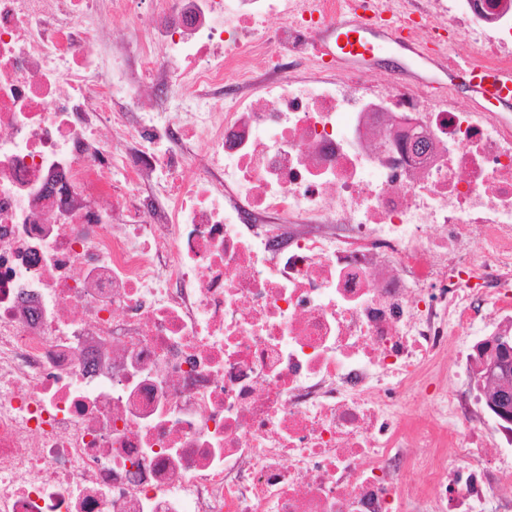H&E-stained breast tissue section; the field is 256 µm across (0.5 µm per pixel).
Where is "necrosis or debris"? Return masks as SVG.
<instances>
[{
  "label": "necrosis or debris",
  "instance_id": "1",
  "mask_svg": "<svg viewBox=\"0 0 512 512\" xmlns=\"http://www.w3.org/2000/svg\"><path fill=\"white\" fill-rule=\"evenodd\" d=\"M459 24L508 44L512 0ZM316 25L0 0V512L512 506L469 381L512 328V114L326 74Z\"/></svg>",
  "mask_w": 512,
  "mask_h": 512
}]
</instances>
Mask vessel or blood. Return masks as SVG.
<instances>
[{"label": "vessel or blood", "mask_w": 512, "mask_h": 512, "mask_svg": "<svg viewBox=\"0 0 512 512\" xmlns=\"http://www.w3.org/2000/svg\"><path fill=\"white\" fill-rule=\"evenodd\" d=\"M399 51L406 59L400 70L407 83L430 89L464 87L467 102L476 112L488 107L512 108V66H492L481 57H473L465 67L448 62V47L430 46L418 41L399 16L387 21L369 20L352 0L320 25L314 51L328 69L368 73L382 62V47Z\"/></svg>", "instance_id": "vessel-or-blood-1"}]
</instances>
